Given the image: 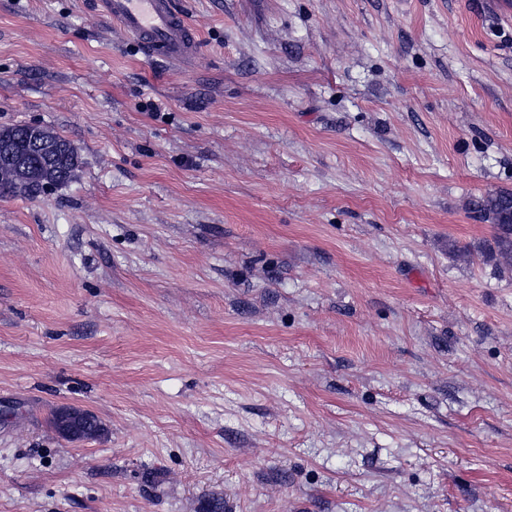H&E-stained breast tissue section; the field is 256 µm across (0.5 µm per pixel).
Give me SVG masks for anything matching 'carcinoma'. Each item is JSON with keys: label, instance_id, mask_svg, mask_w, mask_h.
<instances>
[{"label": "carcinoma", "instance_id": "carcinoma-1", "mask_svg": "<svg viewBox=\"0 0 512 512\" xmlns=\"http://www.w3.org/2000/svg\"><path fill=\"white\" fill-rule=\"evenodd\" d=\"M25 141L23 126L0 129V148L9 149ZM78 148L55 137L50 152L33 150L26 171L15 176L0 168V197L35 195L48 186L68 183L78 165ZM479 217L490 223L491 241L477 247L476 255L502 270L512 269V191L499 190L484 195L473 203ZM52 427L70 439L94 437L104 431L102 422L92 413L64 408L53 413Z\"/></svg>", "mask_w": 512, "mask_h": 512}]
</instances>
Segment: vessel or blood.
<instances>
[{
  "label": "vessel or blood",
  "instance_id": "b4317fda",
  "mask_svg": "<svg viewBox=\"0 0 512 512\" xmlns=\"http://www.w3.org/2000/svg\"><path fill=\"white\" fill-rule=\"evenodd\" d=\"M98 6L145 58L175 64L193 59L199 50L198 35L174 0H99Z\"/></svg>",
  "mask_w": 512,
  "mask_h": 512
}]
</instances>
